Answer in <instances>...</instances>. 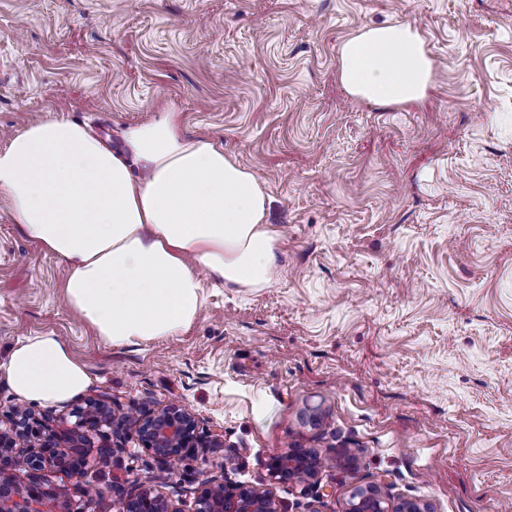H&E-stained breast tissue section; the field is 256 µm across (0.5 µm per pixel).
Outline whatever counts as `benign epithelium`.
Instances as JSON below:
<instances>
[{"instance_id": "1", "label": "benign epithelium", "mask_w": 512, "mask_h": 512, "mask_svg": "<svg viewBox=\"0 0 512 512\" xmlns=\"http://www.w3.org/2000/svg\"><path fill=\"white\" fill-rule=\"evenodd\" d=\"M72 415L76 417L73 423L56 421L21 406L15 410L13 426L0 429V512H70L45 477L47 469L74 479L83 496L90 497L82 484L90 468L87 448L92 432L106 442L115 437L112 447L118 450L124 449L126 437H136L168 475L173 461L196 449L224 447L216 433L203 439L195 414L179 404L156 410L133 407L121 411L112 397L100 395L87 400ZM104 426L112 429V435L101 431ZM321 465L313 452L290 448L272 457L267 469L273 482H288L304 490L317 480ZM20 471L28 475L25 484L16 479ZM201 486L194 512H285L270 491L247 483L207 477L201 480ZM113 490L117 493L112 500L115 512H181L171 501L142 488L136 480H128ZM346 512H432V508L421 500L394 501L381 485L373 484L353 488Z\"/></svg>"}]
</instances>
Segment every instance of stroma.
<instances>
[{
    "mask_svg": "<svg viewBox=\"0 0 512 512\" xmlns=\"http://www.w3.org/2000/svg\"><path fill=\"white\" fill-rule=\"evenodd\" d=\"M393 21L422 37L432 81L376 105L343 87L339 47ZM166 109L264 183L283 232L268 287L205 279L187 330L114 347L0 204V360L54 332L91 385L53 414L103 393L177 403L224 441L177 461L175 485L127 439L89 473V512H113L116 478L192 512L204 475L287 512H344L371 484L512 512V0H0V148L61 117L117 144ZM291 447L327 460L303 493L266 468Z\"/></svg>",
    "mask_w": 512,
    "mask_h": 512,
    "instance_id": "35a3bbf8",
    "label": "stroma"
}]
</instances>
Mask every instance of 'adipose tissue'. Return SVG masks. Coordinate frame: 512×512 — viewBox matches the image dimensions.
Listing matches in <instances>:
<instances>
[{
    "instance_id": "obj_1",
    "label": "adipose tissue",
    "mask_w": 512,
    "mask_h": 512,
    "mask_svg": "<svg viewBox=\"0 0 512 512\" xmlns=\"http://www.w3.org/2000/svg\"><path fill=\"white\" fill-rule=\"evenodd\" d=\"M338 63L348 92L370 102H415L431 84L424 41L404 22L351 36ZM123 139L115 150L58 118L29 123L0 149V202L66 263L68 307L116 346L188 328L202 308V275L228 288L268 286L280 238L263 182L214 139L188 136L177 112L161 111ZM0 373L19 399L44 405L91 383L52 333L18 340Z\"/></svg>"
}]
</instances>
